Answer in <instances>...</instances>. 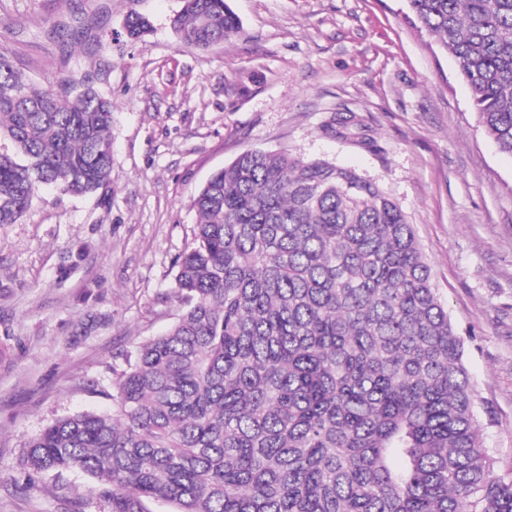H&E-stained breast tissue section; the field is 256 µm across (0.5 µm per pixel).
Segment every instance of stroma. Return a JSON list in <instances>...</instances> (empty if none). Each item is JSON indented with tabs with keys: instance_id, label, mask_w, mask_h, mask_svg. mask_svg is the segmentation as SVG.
Listing matches in <instances>:
<instances>
[{
	"instance_id": "35a3bbf8",
	"label": "stroma",
	"mask_w": 512,
	"mask_h": 512,
	"mask_svg": "<svg viewBox=\"0 0 512 512\" xmlns=\"http://www.w3.org/2000/svg\"><path fill=\"white\" fill-rule=\"evenodd\" d=\"M238 36L206 50L171 27L181 0H0V49L29 79L91 77L112 102V181L41 190L0 226V512H110L80 473L25 487L24 445L57 417L112 410L119 353L164 333L192 199L247 149L356 169L414 225L512 473V155L483 132L455 61L406 0H229ZM137 12L152 29L130 39ZM353 112L375 150L322 131Z\"/></svg>"
}]
</instances>
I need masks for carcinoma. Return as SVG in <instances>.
<instances>
[{"label": "carcinoma", "mask_w": 512, "mask_h": 512, "mask_svg": "<svg viewBox=\"0 0 512 512\" xmlns=\"http://www.w3.org/2000/svg\"><path fill=\"white\" fill-rule=\"evenodd\" d=\"M456 61L485 134L512 154V0H407ZM133 39L150 28L132 13ZM180 42L240 31L228 0H182ZM112 101L90 79H25L0 50V225L38 190L112 180ZM324 134L365 148L354 113ZM176 322L112 368L113 412L61 416L29 473L80 472L112 512H512L478 421L464 342L385 189L322 159L246 150L192 199Z\"/></svg>", "instance_id": "obj_1"}]
</instances>
